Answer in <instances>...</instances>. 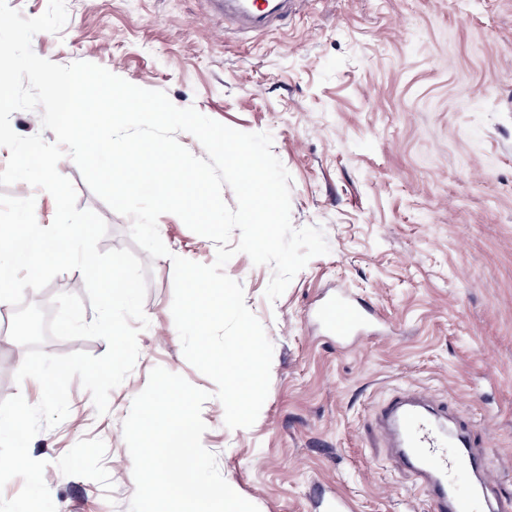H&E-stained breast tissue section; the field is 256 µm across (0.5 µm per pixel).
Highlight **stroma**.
<instances>
[{"label": "stroma", "instance_id": "1", "mask_svg": "<svg viewBox=\"0 0 512 512\" xmlns=\"http://www.w3.org/2000/svg\"><path fill=\"white\" fill-rule=\"evenodd\" d=\"M60 33L34 52L86 61L165 92L177 107L267 132L291 175L294 227H322L330 251L268 301L267 265L236 254L224 272L274 351L256 422L227 428L215 383L173 335L171 255L209 265L216 246L174 214L158 219L170 254L146 268L139 355L97 415L79 381L69 416L30 444L46 461L57 512H129L133 462L122 423L154 367L211 392L204 447L259 512H315L323 492L352 512H431L379 423L397 391H424L472 423L494 492L512 500V0H297L271 27L237 33L209 0H65ZM59 170L77 206L108 227L99 251L133 248L131 221ZM344 288L387 322L338 346L314 310ZM0 307V400L38 403L16 382L26 350Z\"/></svg>", "mask_w": 512, "mask_h": 512}]
</instances>
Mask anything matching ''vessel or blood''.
Wrapping results in <instances>:
<instances>
[{"instance_id":"vessel-or-blood-1","label":"vessel or blood","mask_w":512,"mask_h":512,"mask_svg":"<svg viewBox=\"0 0 512 512\" xmlns=\"http://www.w3.org/2000/svg\"><path fill=\"white\" fill-rule=\"evenodd\" d=\"M315 318L343 345L366 334L369 311L341 290L318 305ZM381 415L404 465L421 477L432 512H512V505L490 497L467 424L443 426L444 409L404 392L387 400Z\"/></svg>"}]
</instances>
